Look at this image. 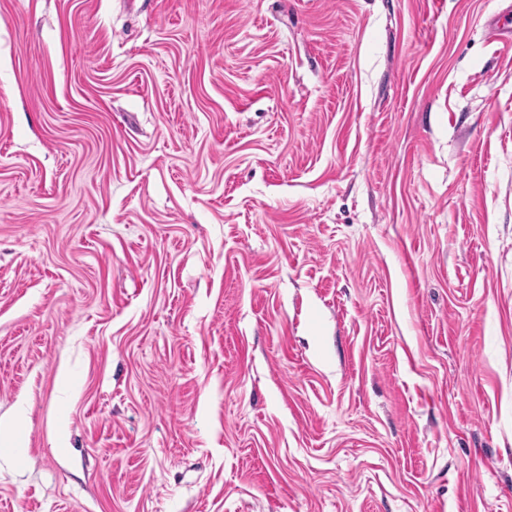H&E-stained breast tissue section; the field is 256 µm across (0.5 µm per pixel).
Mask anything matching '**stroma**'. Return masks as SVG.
<instances>
[{
	"label": "stroma",
	"instance_id": "obj_1",
	"mask_svg": "<svg viewBox=\"0 0 512 512\" xmlns=\"http://www.w3.org/2000/svg\"><path fill=\"white\" fill-rule=\"evenodd\" d=\"M512 0H0V512H512Z\"/></svg>",
	"mask_w": 512,
	"mask_h": 512
}]
</instances>
